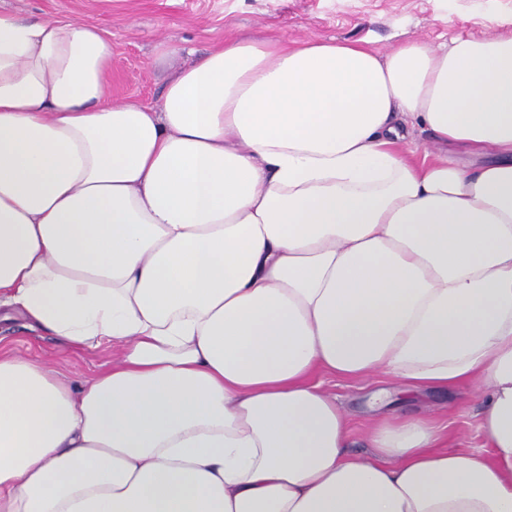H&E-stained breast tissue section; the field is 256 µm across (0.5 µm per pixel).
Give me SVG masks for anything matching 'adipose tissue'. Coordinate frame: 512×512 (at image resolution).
I'll list each match as a JSON object with an SVG mask.
<instances>
[{
  "mask_svg": "<svg viewBox=\"0 0 512 512\" xmlns=\"http://www.w3.org/2000/svg\"><path fill=\"white\" fill-rule=\"evenodd\" d=\"M111 61L0 11V308L120 348L78 386L0 349V512H512V32L242 36L155 106ZM318 372L472 387L489 449L356 457Z\"/></svg>",
  "mask_w": 512,
  "mask_h": 512,
  "instance_id": "obj_1",
  "label": "adipose tissue"
}]
</instances>
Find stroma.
Here are the masks:
<instances>
[{
    "label": "stroma",
    "mask_w": 512,
    "mask_h": 512,
    "mask_svg": "<svg viewBox=\"0 0 512 512\" xmlns=\"http://www.w3.org/2000/svg\"><path fill=\"white\" fill-rule=\"evenodd\" d=\"M0 10L30 21L96 27L112 42L109 97L147 105L159 102L170 73L241 33L291 41L316 35L382 52L401 39L438 44L454 34L512 31V0H0ZM0 348L39 360L75 385L92 380L119 355L107 345L65 348L21 315L1 312ZM313 381L346 412L350 447L361 456L371 454V429L396 417L431 420L442 431L444 449L488 447L480 406L466 390L414 393L383 374L355 381L319 373Z\"/></svg>",
    "instance_id": "1"
}]
</instances>
